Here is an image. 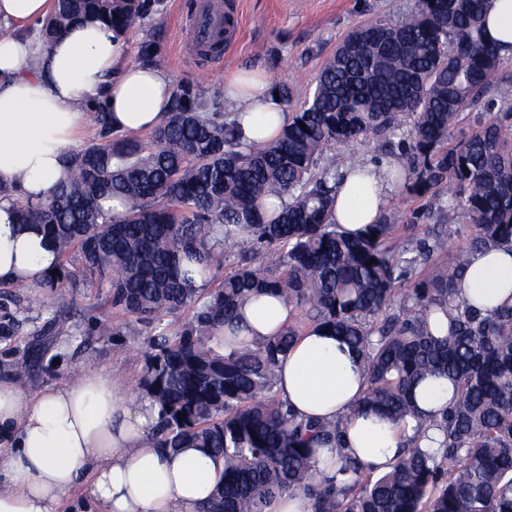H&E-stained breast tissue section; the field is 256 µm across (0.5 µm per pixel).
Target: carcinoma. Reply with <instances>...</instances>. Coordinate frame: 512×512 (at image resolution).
<instances>
[{
  "label": "carcinoma",
  "instance_id": "carcinoma-1",
  "mask_svg": "<svg viewBox=\"0 0 512 512\" xmlns=\"http://www.w3.org/2000/svg\"><path fill=\"white\" fill-rule=\"evenodd\" d=\"M485 2L416 0L396 22L355 27L265 145L244 138L233 102L186 83L144 138L115 132L97 105L96 142L70 155V180L45 199L0 185L18 223L57 250L47 295L64 302L106 288L112 306L151 327L140 380L157 410L150 443L224 461L202 512H260L291 490L314 512H512V306L485 313L455 290L471 253L512 247V124L498 112L512 84L496 85L484 122L449 143L500 62L484 39ZM149 10L143 0H52L38 35L52 40L87 19L132 31ZM368 136L398 139L390 178L394 193L429 199L435 225L423 236L397 233L390 209L355 235L333 220L338 167L356 160L328 151ZM110 199L123 210L105 207ZM270 199L280 206L267 208ZM453 217L466 224L452 228ZM463 229L468 245L429 267ZM13 288L16 311L0 317V338L17 335L26 312V286ZM261 294L283 299L304 328L346 341L367 379L359 408L439 431L441 454L413 442L376 474L344 453L341 422L293 414L276 395V368L304 328L291 319L224 352L219 330H235L239 306ZM30 335L11 364L18 377L55 337L77 339L59 310ZM440 379L453 387L452 406L420 410L415 388ZM326 445L336 449V481L320 478Z\"/></svg>",
  "mask_w": 512,
  "mask_h": 512
}]
</instances>
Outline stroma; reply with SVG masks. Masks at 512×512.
Instances as JSON below:
<instances>
[{
	"label": "stroma",
	"instance_id": "1",
	"mask_svg": "<svg viewBox=\"0 0 512 512\" xmlns=\"http://www.w3.org/2000/svg\"><path fill=\"white\" fill-rule=\"evenodd\" d=\"M152 9L132 35L129 62L139 60L140 43L152 40L154 62L174 84L203 83L222 90L229 71L223 59L199 55L190 40L191 22L199 0H150ZM240 15V29L229 52L236 69L260 65L273 82L292 89L287 112L300 108L312 94L325 61L358 24L393 21L415 0H231ZM74 321L87 331L85 343L58 339L51 347L57 364L35 369L19 385L26 395L44 392L69 380L86 365L96 366L123 382L139 396L149 331L103 300L78 297L71 310Z\"/></svg>",
	"mask_w": 512,
	"mask_h": 512
}]
</instances>
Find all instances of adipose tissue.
I'll return each mask as SVG.
<instances>
[{
	"label": "adipose tissue",
	"mask_w": 512,
	"mask_h": 512,
	"mask_svg": "<svg viewBox=\"0 0 512 512\" xmlns=\"http://www.w3.org/2000/svg\"><path fill=\"white\" fill-rule=\"evenodd\" d=\"M485 29L500 57L512 59V0H487ZM129 42V33L98 22L73 26L49 44L22 33L0 39V183L35 201L67 181L66 158L94 100L105 101L122 133L162 121L174 86L159 65L128 63ZM223 94L249 141L273 139L287 123L264 67L226 78ZM389 167L365 161L346 171L336 189V223L356 232L377 222L392 190ZM55 263L43 236L16 224L11 199L0 200V283L38 288ZM459 288L485 311L512 302V251L473 253ZM288 313L273 296L251 299L242 308L245 340L276 334ZM276 374L280 400L298 417L341 421L345 452L376 471H389L415 436L414 419L394 424L356 412L366 379L335 337L305 332ZM130 404L119 381L92 367L31 397L15 376H0V512H59L84 475L86 497L70 512H199L216 485V463L193 448L174 455L150 446L156 412L146 400L135 410Z\"/></svg>",
	"instance_id": "1"
}]
</instances>
